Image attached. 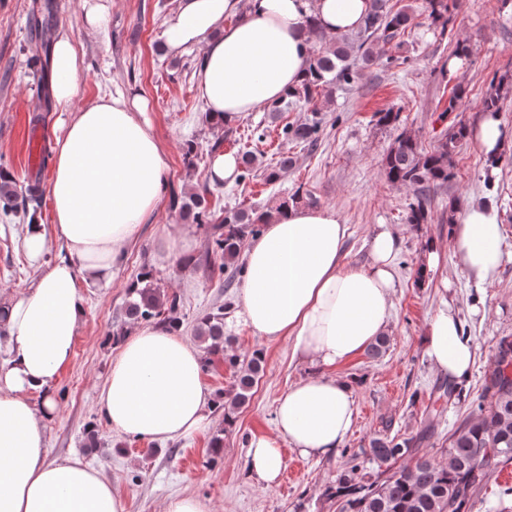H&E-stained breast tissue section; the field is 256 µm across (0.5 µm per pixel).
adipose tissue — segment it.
Instances as JSON below:
<instances>
[{"label": "adipose tissue", "instance_id": "1", "mask_svg": "<svg viewBox=\"0 0 512 512\" xmlns=\"http://www.w3.org/2000/svg\"><path fill=\"white\" fill-rule=\"evenodd\" d=\"M367 0H175L162 38L170 53L203 50L199 96L210 114L231 123L286 96L305 76L307 20L325 35L357 29ZM235 24H226L228 16ZM80 61L73 38L59 34L51 50V93L64 120L55 138L47 193L50 224L31 221L24 242L39 260L50 241L65 257L42 268L34 288L0 305V512H125L112 482L80 460L48 459L45 428L57 412L51 386L69 363L85 297L78 276L110 283L127 244L157 209L169 162L145 117L147 99L130 87L73 109ZM348 228L328 207L274 210L248 245L241 318L268 342L288 339L292 355L318 375L292 384L274 412L275 432L253 438L249 472L275 486L284 465L280 439L301 455L325 459L350 431V385L323 376L363 351L389 325L396 288L398 238L378 225L370 260L342 263ZM457 266L470 279L494 278L504 254L495 211L466 208L451 226ZM451 302L432 317L425 353L448 378L467 375L474 349L459 335ZM41 394L33 403L31 394ZM212 402L201 352L176 333L140 327L113 358L99 393L113 431L141 439L187 438L204 428Z\"/></svg>", "mask_w": 512, "mask_h": 512}]
</instances>
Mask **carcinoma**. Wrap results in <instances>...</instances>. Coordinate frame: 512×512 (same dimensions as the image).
Here are the masks:
<instances>
[{
    "label": "carcinoma",
    "mask_w": 512,
    "mask_h": 512,
    "mask_svg": "<svg viewBox=\"0 0 512 512\" xmlns=\"http://www.w3.org/2000/svg\"><path fill=\"white\" fill-rule=\"evenodd\" d=\"M363 23L352 34L326 38L314 22L308 24L309 40H328L324 47L309 53V77L287 98L269 106L278 115L295 103L309 104L319 96L330 97L338 88L351 84L359 63L373 60L372 44L377 39L390 41L405 30L411 20L406 10L392 11L387 0H368ZM429 18L447 28L450 21L447 0H428ZM38 26L50 28L45 20L54 15V5L46 0L32 6ZM512 89V78L506 74L490 81V91L483 97L481 111L493 116L501 112L503 93ZM321 125L318 121L284 124L280 134L300 142L309 149L317 146ZM466 126L452 125L432 149L422 147L410 132H401L386 151L382 166L393 185L412 187L415 200L406 214L408 224H426L431 220L427 192L430 186H443L454 176V156L467 144ZM293 159L286 156L267 169L265 179L275 183L288 172ZM39 182L21 191L17 185L0 178V212L8 216L39 196ZM208 190L181 201L174 196L171 206L181 220L206 225L211 240V254L222 259L216 264L205 261L208 278L224 281V272L243 275L239 263L244 240L258 235L269 212L231 208L216 214L207 199ZM182 300L155 286L153 270L144 267L128 290L124 318L133 323L153 321L161 327L178 329L182 325ZM232 308L227 301L196 319L194 333L203 349V367L220 357L236 373L232 396L218 395V408L224 410V431L235 425V412L247 405L252 391L264 373L265 356L254 350L238 354L232 350L234 338L224 331V315ZM464 400L463 388L457 382L436 383L429 395L431 406L450 405ZM468 415L448 436L446 458L436 459L420 451L434 435L432 424L423 425L416 433L375 436L361 453L351 455L349 465L328 485L325 495L340 502L341 512H470L474 498L487 485L498 465L512 462V337L500 338L491 362L484 373L480 393L469 402ZM375 468L386 477L381 481L366 479V469Z\"/></svg>",
    "instance_id": "obj_1"
}]
</instances>
